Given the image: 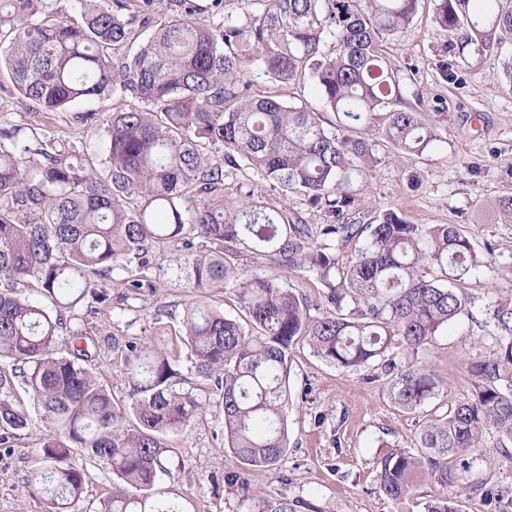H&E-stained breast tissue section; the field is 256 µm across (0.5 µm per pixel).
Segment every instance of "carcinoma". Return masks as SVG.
Returning <instances> with one entry per match:
<instances>
[{
  "label": "carcinoma",
  "mask_w": 512,
  "mask_h": 512,
  "mask_svg": "<svg viewBox=\"0 0 512 512\" xmlns=\"http://www.w3.org/2000/svg\"><path fill=\"white\" fill-rule=\"evenodd\" d=\"M5 2L0 72L28 104L54 112L82 99L108 101L121 88L148 106L83 115L89 132H104L101 169L51 135L33 151L21 149L18 129L0 127V359L8 361L0 369V444L28 425L9 401L21 382L58 426L43 438V467L29 480L48 512H69L81 496L76 456L103 461L116 476L105 512H176L157 487L165 437L188 426L198 404L175 388L172 359L148 343L126 345L131 403L121 411L81 365L87 349L75 340L69 353L59 349L62 310L106 301L101 277L148 241L193 232L210 248L189 261V287L239 284L244 316H226L197 295L181 323L198 374L221 392L228 448L240 463L270 468L288 449V348L298 340L349 371L382 360L391 398L404 410L438 396L441 380L430 366L388 353L429 345L468 312L466 284L485 264L482 254L454 224H411L394 211L369 224L347 221L356 206L353 175L371 173L386 149L421 154L437 140L435 124L404 100L385 50L421 0H239L247 18L226 12L216 24L187 7L118 67L114 53L139 37L136 26L150 25L139 0H74L76 17L68 0ZM433 2L450 58L467 48L492 56L512 50V0ZM326 33L334 40L328 52ZM256 70L269 86L254 87ZM302 74L334 112L333 129L278 93ZM380 112L386 126L373 140L363 130ZM208 147L219 155H205ZM245 169L285 193L302 192L330 223L317 236L301 214L256 202L252 189L224 194L230 172ZM321 236L362 244L343 266ZM245 250L273 254L283 270L314 272L326 310L311 314L306 296L272 273L240 272L236 258ZM425 269L437 276L427 278ZM31 282L45 302L16 295V285ZM350 301L364 305L366 317L343 313ZM487 311L498 351L469 363L472 397L427 420L418 448L383 460L378 482L387 497L409 499L428 479L437 494L426 512H458L448 489L484 485L469 478L465 453L488 433L501 448L512 443V296ZM450 457L460 459L459 469L448 468ZM252 501L251 512L312 508L259 492Z\"/></svg>",
  "instance_id": "carcinoma-1"
}]
</instances>
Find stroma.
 Returning a JSON list of instances; mask_svg holds the SVG:
<instances>
[{
	"instance_id": "35a3bbf8",
	"label": "stroma",
	"mask_w": 512,
	"mask_h": 512,
	"mask_svg": "<svg viewBox=\"0 0 512 512\" xmlns=\"http://www.w3.org/2000/svg\"><path fill=\"white\" fill-rule=\"evenodd\" d=\"M432 14L431 0H422L414 21L389 41L387 52L401 68L406 101L417 102L427 114L441 109L448 117L423 154H388L372 175L354 180L358 206L349 219L366 224L391 210L413 224L458 225L477 249L488 244L495 249L467 283L474 299L470 316L450 325L431 346L398 357L402 363L425 361L435 367L443 380L437 399L403 410L384 381L364 382L361 373L336 368L314 356L306 343H295L289 350L288 451L272 469H252L227 451L222 397L198 376L179 336L180 314L193 298L181 270L202 250L201 239L146 244L141 259L114 269L105 280L104 303L65 311L61 337H82L87 368L119 407L130 403L120 360L129 341L166 350L177 370L176 389L199 403L189 426L168 434L169 450L158 476L159 489L183 512H249L242 490L225 483L229 472L239 473L251 489L303 499L318 512H424L433 485L423 482L407 501L391 500L379 490L380 464L395 449L416 448L426 419L472 396L469 363L498 350L487 306L512 295V224L500 222L496 207L499 199L512 196V88L505 84L501 59L471 52L455 59L457 82L444 81L437 64L448 56V33L433 23ZM9 83L8 76L0 77V125L18 128L20 144L34 148L43 135L52 134L94 161L103 159V134L88 133L82 122L84 113L101 110V102L86 100L46 112L21 103ZM130 271L143 279L144 288H122L120 281ZM10 401L26 414L28 427L0 446V512H46L44 499L31 492L28 482L41 466L40 440L56 425L23 386H16ZM466 457L473 476L483 479L492 494L450 489L459 512H512V451L501 452L489 437ZM80 466L84 488L72 512H101L112 492V470L103 461L84 460Z\"/></svg>"
}]
</instances>
